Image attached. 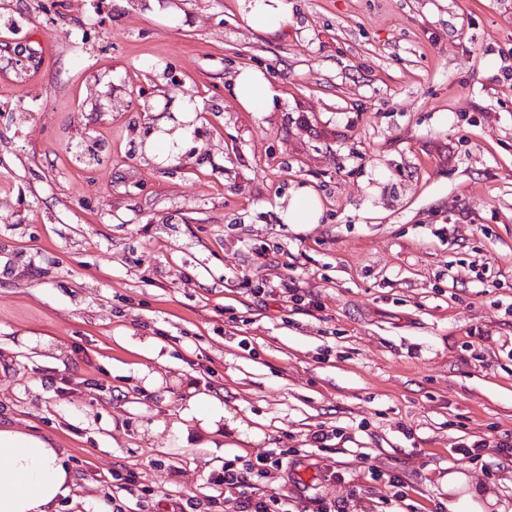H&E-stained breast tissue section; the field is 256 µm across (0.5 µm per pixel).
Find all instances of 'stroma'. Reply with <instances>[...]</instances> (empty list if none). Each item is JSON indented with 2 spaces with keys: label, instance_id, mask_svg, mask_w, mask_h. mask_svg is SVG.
I'll return each mask as SVG.
<instances>
[{
  "label": "stroma",
  "instance_id": "obj_1",
  "mask_svg": "<svg viewBox=\"0 0 512 512\" xmlns=\"http://www.w3.org/2000/svg\"><path fill=\"white\" fill-rule=\"evenodd\" d=\"M291 2L287 30L259 35L237 0H0V420L64 448L55 512H175L272 448L342 473L322 493L349 512H448L451 473L496 498L483 512L512 510V460L457 451L512 441V0ZM249 66L274 111L234 100ZM177 96L198 136L151 161L142 107ZM298 183L320 223L279 221ZM285 278L316 308L275 295ZM124 329L256 439L150 436L181 392L144 390ZM320 428L343 431L324 452ZM231 82L234 99L243 111H274L278 93L265 71L257 67L240 68ZM134 331L129 330L126 334L116 336V341L123 347L144 356L149 360H155L159 364L167 361L168 355L162 354V345L151 338L140 340L132 336ZM369 470L372 480L376 482L383 481V485L388 488L391 498L401 500L407 495L404 489L408 487V484L399 474L384 472L376 468H370Z\"/></svg>",
  "mask_w": 512,
  "mask_h": 512
}]
</instances>
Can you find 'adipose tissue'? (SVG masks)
<instances>
[{
  "mask_svg": "<svg viewBox=\"0 0 512 512\" xmlns=\"http://www.w3.org/2000/svg\"><path fill=\"white\" fill-rule=\"evenodd\" d=\"M246 25L255 32L271 35L287 29L292 18L290 0H237ZM232 94L243 111L270 112L277 92L265 71L256 67L239 69L232 78ZM285 224H317L323 216L318 192L301 183L293 187L278 208ZM118 343L145 361L133 365L132 373L149 391L164 387L149 361L165 363L161 344L124 334ZM183 387L179 421L174 428L182 448H220L224 445L223 392L180 377ZM71 478L63 464V451L55 440L14 425L0 424V512H52L58 500L69 495Z\"/></svg>",
  "mask_w": 512,
  "mask_h": 512,
  "instance_id": "adipose-tissue-1",
  "label": "adipose tissue"
}]
</instances>
